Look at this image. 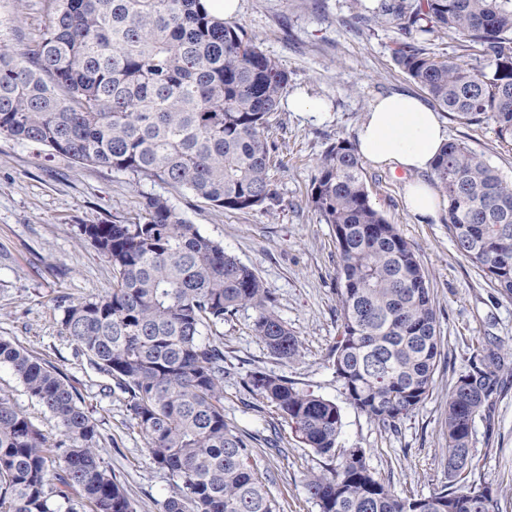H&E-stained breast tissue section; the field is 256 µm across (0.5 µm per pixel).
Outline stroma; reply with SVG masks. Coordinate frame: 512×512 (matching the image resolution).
<instances>
[{
	"label": "stroma",
	"mask_w": 512,
	"mask_h": 512,
	"mask_svg": "<svg viewBox=\"0 0 512 512\" xmlns=\"http://www.w3.org/2000/svg\"><path fill=\"white\" fill-rule=\"evenodd\" d=\"M363 0H240L233 23L256 39L289 75V95L324 101L323 112L281 107L269 124L274 196L255 210L213 206L182 187L131 173L48 157L45 149L0 136V336L61 373L98 421V453L126 490L133 512H161L175 492L120 390L103 393L107 376L92 369L61 330L73 302L104 295L112 268L80 225L129 223L144 196L161 195L199 232L254 270L276 300V312L300 342L293 361L274 357L253 330L255 314L242 309L203 334L224 350V418L251 438L253 459L268 477L280 512H318L304 479L329 473L334 461L306 447L265 400L243 382L252 371L287 377L336 402L343 415L342 447L362 448L377 476L408 497H426L445 483L441 450L448 392L458 374L488 342L512 350V299L457 251L448 213L421 224L404 205L403 173L365 166L370 200L419 255L429 276L441 336V355L429 396L397 429H382L346 400L332 368L339 336L337 250L331 225L310 203L317 164L339 141L355 143L371 103L422 89L397 65L394 25L360 21ZM47 22L46 0H0V37L37 38ZM448 138L483 153L512 181V148L499 142L492 122L463 124L446 117ZM0 395L9 396L48 445L60 435L50 414L25 391L11 368L0 366ZM476 483L501 490L512 512V387L497 400L494 419L477 420Z\"/></svg>",
	"instance_id": "obj_1"
}]
</instances>
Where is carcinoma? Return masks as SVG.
I'll list each match as a JSON object with an SVG mask.
<instances>
[{
    "label": "carcinoma",
    "mask_w": 512,
    "mask_h": 512,
    "mask_svg": "<svg viewBox=\"0 0 512 512\" xmlns=\"http://www.w3.org/2000/svg\"><path fill=\"white\" fill-rule=\"evenodd\" d=\"M49 21L29 45L0 43V135L75 164L184 187L227 210L273 197L266 132L288 72L206 0H48ZM366 23L394 22L396 63L435 107L463 123L490 120L512 145V0H379ZM475 47L489 70L439 59L435 33ZM448 202L457 251L512 297V182L484 154L450 141L432 170ZM310 202L336 239L340 336L332 350L346 399L391 429L429 396L440 336L428 278L398 225L371 204L356 149L321 158ZM133 224H83L112 266V288L69 305L62 330L91 367L116 379L152 460L177 492L162 512H279L253 447L224 420V351L202 328L255 312L254 331L290 361L300 343L263 280L204 237L160 195ZM0 364L56 420L41 431L0 395V512H133L98 454L92 412L60 373L0 336ZM507 368L485 347L448 394L442 451L448 482L402 497L362 448H342L340 407L283 376L249 375L259 394L316 454L338 459L305 480L318 512H503L502 495L471 481L476 419L490 415Z\"/></svg>",
    "instance_id": "1"
}]
</instances>
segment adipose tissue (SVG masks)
<instances>
[{
    "mask_svg": "<svg viewBox=\"0 0 512 512\" xmlns=\"http://www.w3.org/2000/svg\"><path fill=\"white\" fill-rule=\"evenodd\" d=\"M448 138L439 114L416 96L394 93L376 99L369 107L357 134L356 149L368 163L390 170L418 173L405 187V203L419 223L436 218V188L422 180Z\"/></svg>",
    "mask_w": 512,
    "mask_h": 512,
    "instance_id": "obj_1",
    "label": "adipose tissue"
}]
</instances>
